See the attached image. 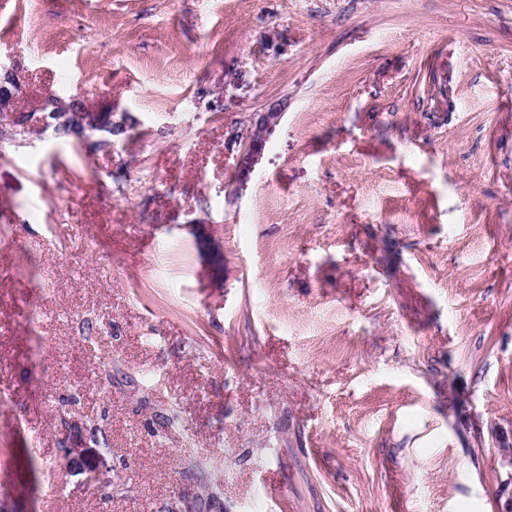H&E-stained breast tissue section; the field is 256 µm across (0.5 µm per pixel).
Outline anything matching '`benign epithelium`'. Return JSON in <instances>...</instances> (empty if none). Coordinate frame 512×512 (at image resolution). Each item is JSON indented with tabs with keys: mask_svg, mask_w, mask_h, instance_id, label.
<instances>
[{
	"mask_svg": "<svg viewBox=\"0 0 512 512\" xmlns=\"http://www.w3.org/2000/svg\"><path fill=\"white\" fill-rule=\"evenodd\" d=\"M19 91L20 84L14 69L0 65V115L27 129H51L57 135L71 133L94 148L105 142L106 131L121 125V122L112 120L110 112H100L85 103L70 107L62 96L59 97L60 106L50 111L20 112L15 106Z\"/></svg>",
	"mask_w": 512,
	"mask_h": 512,
	"instance_id": "1",
	"label": "benign epithelium"
}]
</instances>
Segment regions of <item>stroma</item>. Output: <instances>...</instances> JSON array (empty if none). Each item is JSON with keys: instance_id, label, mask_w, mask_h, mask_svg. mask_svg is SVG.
Listing matches in <instances>:
<instances>
[{"instance_id": "1", "label": "stroma", "mask_w": 512, "mask_h": 512, "mask_svg": "<svg viewBox=\"0 0 512 512\" xmlns=\"http://www.w3.org/2000/svg\"><path fill=\"white\" fill-rule=\"evenodd\" d=\"M0 63L137 120L0 121V512H512V0H10Z\"/></svg>"}]
</instances>
